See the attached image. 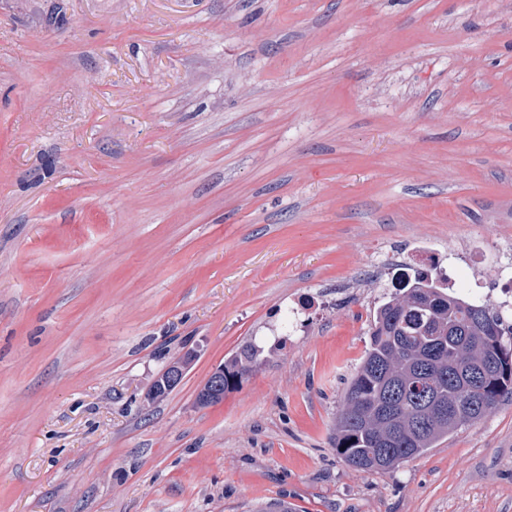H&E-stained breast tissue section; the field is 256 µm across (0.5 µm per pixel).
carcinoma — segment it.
<instances>
[{
  "label": "carcinoma",
  "instance_id": "carcinoma-1",
  "mask_svg": "<svg viewBox=\"0 0 512 512\" xmlns=\"http://www.w3.org/2000/svg\"><path fill=\"white\" fill-rule=\"evenodd\" d=\"M429 273L400 281L369 329V346L336 418V451L362 472L392 470L422 455L467 422L512 399V324L495 307L465 300ZM262 350L245 345L225 361L233 376L251 371ZM485 363L495 371L475 398L458 392L460 377ZM446 415L421 423L419 380Z\"/></svg>",
  "mask_w": 512,
  "mask_h": 512
}]
</instances>
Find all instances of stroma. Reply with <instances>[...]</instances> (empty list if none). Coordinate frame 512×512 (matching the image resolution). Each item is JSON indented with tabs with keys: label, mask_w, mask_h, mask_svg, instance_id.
I'll return each instance as SVG.
<instances>
[{
	"label": "stroma",
	"mask_w": 512,
	"mask_h": 512,
	"mask_svg": "<svg viewBox=\"0 0 512 512\" xmlns=\"http://www.w3.org/2000/svg\"><path fill=\"white\" fill-rule=\"evenodd\" d=\"M507 237L512 0H0V512H512L510 400L333 441L375 257ZM262 350L255 344L245 345L235 356L217 366L208 377L207 381L198 389L195 395V403L204 407L211 401L224 399V371L228 376L238 373H249L257 362ZM194 358V352L187 351L184 353L183 356L178 357L176 360L172 361L165 368L160 377L154 382L155 386L153 387L151 398L155 396H161V391L165 393L176 388L182 382L185 373L188 370ZM160 385L161 389L159 390L158 387Z\"/></svg>",
	"instance_id": "stroma-1"
}]
</instances>
